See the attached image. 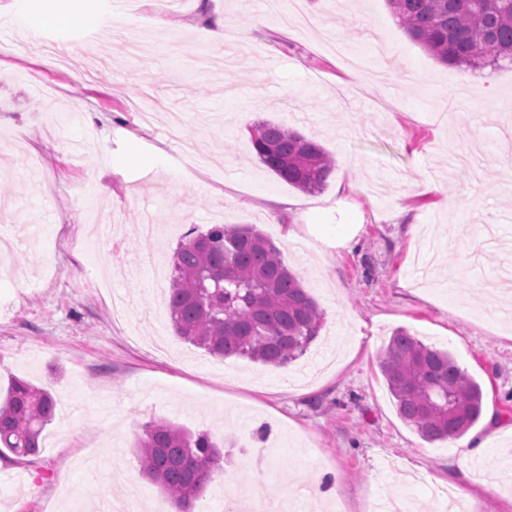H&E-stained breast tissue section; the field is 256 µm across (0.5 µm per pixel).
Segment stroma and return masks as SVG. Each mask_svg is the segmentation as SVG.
Listing matches in <instances>:
<instances>
[{
    "instance_id": "1",
    "label": "stroma",
    "mask_w": 512,
    "mask_h": 512,
    "mask_svg": "<svg viewBox=\"0 0 512 512\" xmlns=\"http://www.w3.org/2000/svg\"><path fill=\"white\" fill-rule=\"evenodd\" d=\"M305 4L319 26L269 20L262 0H174L154 20L151 0H54L70 23L38 26L29 0H0V235L18 243L0 258V389L19 378L56 401L39 454L0 458V512H71L116 473L157 512L136 442L160 420L222 441L245 505L281 510L300 483L365 512L463 468L478 512L512 500V475L485 468L512 450V65L485 82L437 62L385 0ZM214 22L223 42L202 41ZM261 121L328 151L326 186L261 163ZM276 201L292 208L275 223ZM216 224L255 225L323 310L287 366L233 357L225 374L176 336L171 257ZM338 224L356 227L348 246ZM399 328L479 382L460 439L425 442L399 418L379 368Z\"/></svg>"
}]
</instances>
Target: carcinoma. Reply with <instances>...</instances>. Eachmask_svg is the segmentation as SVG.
<instances>
[{
    "label": "carcinoma",
    "mask_w": 512,
    "mask_h": 512,
    "mask_svg": "<svg viewBox=\"0 0 512 512\" xmlns=\"http://www.w3.org/2000/svg\"><path fill=\"white\" fill-rule=\"evenodd\" d=\"M406 35L438 62L473 69L512 63V0H387ZM259 160L302 191L326 185L335 169L317 142L272 122L249 127ZM168 305L176 333L224 359L246 357L283 366L318 335L324 314L282 259L281 250L252 224H215L181 243L173 255ZM397 414L428 443L465 435L482 415L480 384L452 354L395 330L379 360ZM55 417L50 392L12 380L0 404V457L40 451ZM142 473L173 508L203 499L223 453L207 432L192 435L158 421L139 440Z\"/></svg>",
    "instance_id": "carcinoma-1"
}]
</instances>
